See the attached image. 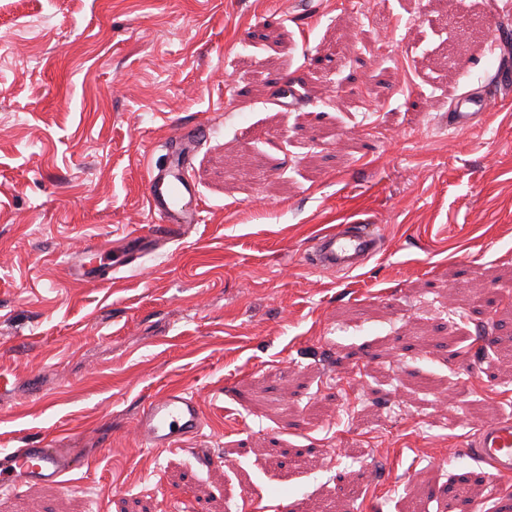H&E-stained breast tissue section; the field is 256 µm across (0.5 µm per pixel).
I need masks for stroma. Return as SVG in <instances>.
Returning <instances> with one entry per match:
<instances>
[{
	"mask_svg": "<svg viewBox=\"0 0 512 512\" xmlns=\"http://www.w3.org/2000/svg\"><path fill=\"white\" fill-rule=\"evenodd\" d=\"M0 0V451L82 449L0 512H512L468 452L512 417V94L444 127L512 0ZM209 134L205 220L109 287L67 263L149 223L142 167ZM385 245L305 266L334 224ZM205 417L141 448L166 388Z\"/></svg>",
	"mask_w": 512,
	"mask_h": 512,
	"instance_id": "stroma-1",
	"label": "stroma"
}]
</instances>
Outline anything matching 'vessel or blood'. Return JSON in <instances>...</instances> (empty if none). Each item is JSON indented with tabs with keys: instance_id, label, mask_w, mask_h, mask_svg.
<instances>
[{
	"instance_id": "obj_1",
	"label": "vessel or blood",
	"mask_w": 512,
	"mask_h": 512,
	"mask_svg": "<svg viewBox=\"0 0 512 512\" xmlns=\"http://www.w3.org/2000/svg\"><path fill=\"white\" fill-rule=\"evenodd\" d=\"M491 100L471 91L456 98L446 117L449 132L473 128L485 118ZM208 135L206 127L186 129L165 144L161 165L146 163L143 190L154 224L131 229L112 254L96 250L95 260L79 257L70 260L74 280L112 281L120 268L137 264L168 241L189 234L202 223L195 184L189 169L195 148ZM382 239L364 224H339L319 233L305 264L321 272L352 273L381 251ZM204 425L198 401L181 388H171L142 409L134 422V434L144 448H179L187 439L197 437ZM472 456L489 464L499 476H512V417L484 422L475 434ZM82 459L80 449L62 447L54 440L35 448H18L0 453V493H9L23 485L59 483Z\"/></svg>"
}]
</instances>
